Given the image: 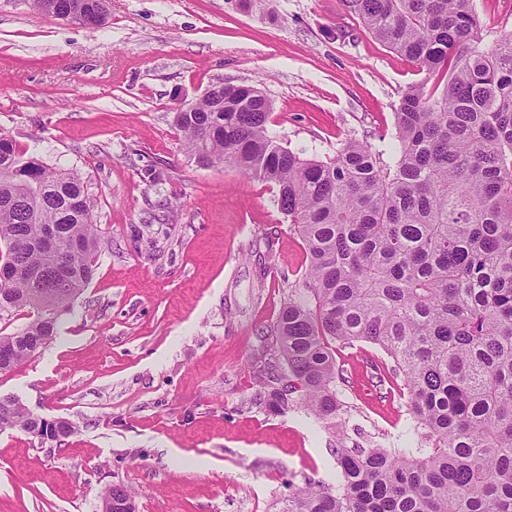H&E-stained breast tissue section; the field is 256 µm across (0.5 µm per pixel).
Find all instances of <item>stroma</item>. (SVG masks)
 Returning <instances> with one entry per match:
<instances>
[{"instance_id":"35a3bbf8","label":"stroma","mask_w":512,"mask_h":512,"mask_svg":"<svg viewBox=\"0 0 512 512\" xmlns=\"http://www.w3.org/2000/svg\"><path fill=\"white\" fill-rule=\"evenodd\" d=\"M474 4L485 45L512 31V0ZM421 78L344 0H107L97 26L0 0V129L81 175L102 241L57 339L0 373V395L80 426L61 449L0 431V512H101L112 483L137 512H277L290 486L338 483L334 438L259 405L250 369L301 241L272 185L189 161L173 115L213 83L253 84L282 144L320 157L393 133ZM383 358L339 355L351 441L405 424Z\"/></svg>"}]
</instances>
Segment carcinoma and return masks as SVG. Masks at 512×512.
I'll return each mask as SVG.
<instances>
[{"label":"carcinoma","mask_w":512,"mask_h":512,"mask_svg":"<svg viewBox=\"0 0 512 512\" xmlns=\"http://www.w3.org/2000/svg\"><path fill=\"white\" fill-rule=\"evenodd\" d=\"M425 74L384 148L350 140L303 159L269 130L251 85L217 82L174 113L189 159L229 163L277 189L307 254L253 368L274 415L304 412L337 437L336 489L308 480L279 512H512V33L490 48L473 0H344ZM57 15L106 0H52ZM81 177L0 132V373L34 358L91 281L101 239ZM379 347L402 375L408 420L388 449L348 445L336 346ZM58 448L12 395L0 430Z\"/></svg>","instance_id":"obj_1"}]
</instances>
